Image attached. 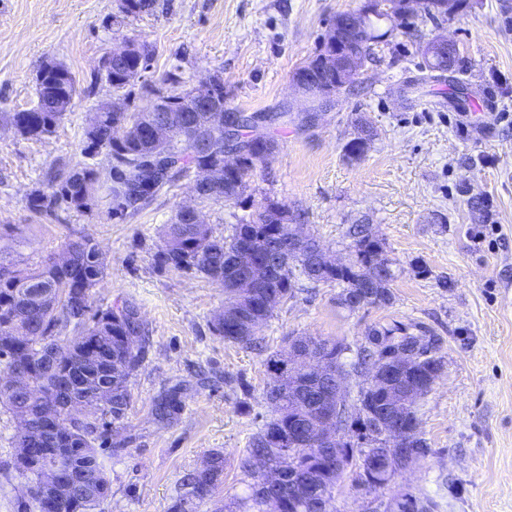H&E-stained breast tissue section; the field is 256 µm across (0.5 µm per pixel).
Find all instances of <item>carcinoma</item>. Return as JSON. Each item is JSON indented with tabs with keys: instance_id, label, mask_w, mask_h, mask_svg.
<instances>
[{
	"instance_id": "1",
	"label": "carcinoma",
	"mask_w": 512,
	"mask_h": 512,
	"mask_svg": "<svg viewBox=\"0 0 512 512\" xmlns=\"http://www.w3.org/2000/svg\"><path fill=\"white\" fill-rule=\"evenodd\" d=\"M129 69L128 64L107 66L102 68L100 78L119 94L132 85ZM72 80L74 76L66 68L60 73L44 72L37 79V98L48 96L54 89H63ZM164 83L171 86L168 95L173 109L185 113L195 127L175 133L158 150L150 148V141L141 134L147 126L146 112H96L85 128V152L93 155L105 149L114 159L109 172L114 219L125 220L138 215L177 176H188L200 167L224 166V148L227 147L224 128L194 122V99L182 88L184 81L178 69L169 71ZM65 116L64 112H16L12 124L23 136L41 137L52 133ZM234 116L237 117L234 145L243 144L258 134L264 138V143L254 153L240 158L235 174L225 185L200 189L199 200L223 202L231 198L246 214L235 216L232 234L224 238L214 235L207 224L191 222L178 210L165 225L163 243L157 254L158 263L163 267L200 274L221 285L224 303L230 304L237 297L244 299L245 319L216 317L212 323L214 333L227 343L246 347L255 344L275 309L294 296L303 278L339 286L337 302L351 312L355 308L346 304L344 296L360 284L369 285L370 294L378 299V304L390 303V286L395 273L386 257L383 240L374 235L367 224H354L350 229L354 258L343 267L327 270L318 277L310 267L308 254L288 253L285 241L296 230L298 216H292L290 224H268L263 220V211L279 207L281 203L270 197L257 203L244 196L261 158L273 154L277 148L276 141L259 132V128L288 117V112L253 116L236 112ZM200 139L210 141L212 150H194L193 144ZM154 153L176 162L167 176L160 178L147 168L148 158ZM96 182V172L91 167L57 173L48 189L35 188L27 194V207L36 215L53 214L59 208L85 211L92 204ZM246 240L264 250L270 259V274L257 287L238 288L236 281L241 268L231 263V254L239 252L238 245ZM64 253L69 255L66 265L51 258L34 269H16L0 257V375H8L13 358L24 366L28 387L33 393L28 411L35 426L48 410L66 419L68 413L59 408L62 404L59 396L77 402L104 380L112 390V406L103 409L102 414L119 422L131 404L129 378L142 365V361L136 359V351L146 349L147 330L144 322L136 318L138 310L129 303L105 310L94 307L93 291L103 281L107 263L91 239L68 242ZM67 331L72 333V338L62 337ZM303 340L305 354L332 368L345 366L341 359L348 346L344 343L312 336H305ZM416 343L435 351L416 375L420 384L425 385L429 382L430 368L443 369L440 339L415 335L401 322L368 328L364 342L357 349L353 368L363 369L381 361L389 367L386 351ZM91 352L98 353L105 361L96 368L86 369L79 382L66 393H60L61 373L82 367L84 357ZM401 383L402 380L397 379L393 385L376 390L359 389L358 399L366 411L365 417L360 419V427L376 425L391 394ZM265 396L273 407L272 414L252 436L238 461L240 471L252 479L251 494L224 504L216 512H267L272 499L278 502L279 512H330L339 467L350 469L353 486L367 492L384 488L395 476L396 471L387 470L371 448L343 446L325 451L304 448L296 454L283 455L281 449L290 447L300 437L298 428L316 419L318 409L282 390L275 380L267 387ZM181 407L179 392L169 391L155 405V414L160 420H168ZM401 424L412 434L410 447L418 449L422 457L428 455L431 448L416 432L419 428L417 410L406 412ZM99 441L103 438L97 423L69 433L66 442L39 440L38 447L50 449L46 464H53L57 454L72 462L70 481L74 494L60 501L56 512H102L110 484L97 448ZM259 456L265 457L270 468L278 473L277 480L269 485L265 483L266 476L253 467V461ZM223 477L224 455L217 452L211 455L208 467L184 477L186 497L173 505V512H187L189 503L214 502ZM388 508L393 512H429L431 505L428 500L408 494Z\"/></svg>"
}]
</instances>
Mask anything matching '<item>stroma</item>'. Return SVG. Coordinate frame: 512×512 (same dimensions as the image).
<instances>
[{
	"mask_svg": "<svg viewBox=\"0 0 512 512\" xmlns=\"http://www.w3.org/2000/svg\"><path fill=\"white\" fill-rule=\"evenodd\" d=\"M363 0H155L128 16L119 0H0V253L16 268L60 254L91 237L108 259L95 307L135 305L150 336L131 378L125 418L106 424L100 454L110 480L103 512H171L182 476L212 453L225 460L223 495L245 494L238 468L249 440L271 415L267 358L295 336L357 346L369 327L418 325L441 340L443 372L417 404L429 454L368 493L343 475L335 512H384L410 493L433 512H512V0H468L432 20L424 14L394 30L349 91L314 123H301L291 76L318 51L328 23ZM457 41L453 77L426 80L417 48L435 35ZM153 56L125 108L137 112L180 66L187 85L224 78L228 112L290 109L270 128L278 147L259 164L246 193L300 211L335 261L352 260L349 230L371 225L393 263L392 300L351 312L336 285L303 283L280 305L258 350L229 344L212 329L224 290L195 273L160 266L162 232L176 210L196 204L193 180L176 179L139 216L110 218L107 152L84 151L98 105L112 101L97 79L103 59L125 38ZM68 68L79 92L66 118L41 138L20 135L13 113L37 101L36 74L47 62ZM375 139L357 161L344 147L359 120ZM94 168L90 210L33 215L26 195L55 170ZM495 224L492 243H476ZM178 389L182 407L158 421L157 399ZM19 420L0 404V512H22L26 481L10 469Z\"/></svg>",
	"mask_w": 512,
	"mask_h": 512,
	"instance_id": "stroma-1",
	"label": "stroma"
}]
</instances>
